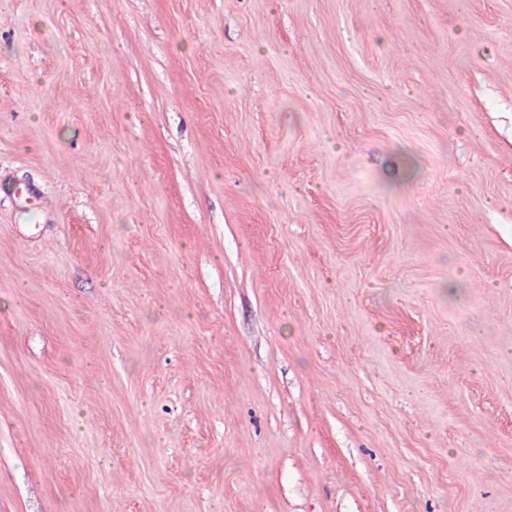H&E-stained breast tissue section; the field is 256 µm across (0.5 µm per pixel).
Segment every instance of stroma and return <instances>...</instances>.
I'll use <instances>...</instances> for the list:
<instances>
[{
  "mask_svg": "<svg viewBox=\"0 0 512 512\" xmlns=\"http://www.w3.org/2000/svg\"><path fill=\"white\" fill-rule=\"evenodd\" d=\"M0 512H512V0H0Z\"/></svg>",
  "mask_w": 512,
  "mask_h": 512,
  "instance_id": "1",
  "label": "stroma"
}]
</instances>
